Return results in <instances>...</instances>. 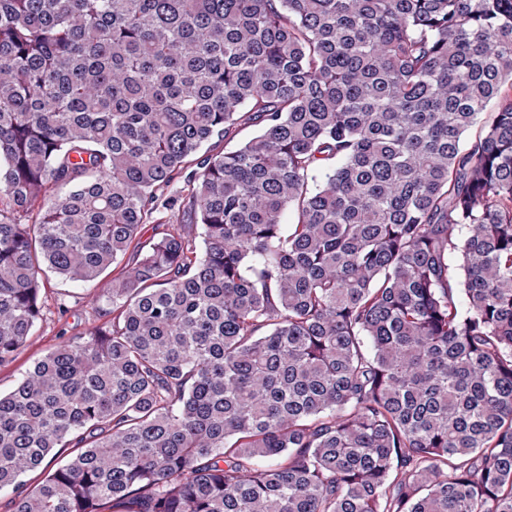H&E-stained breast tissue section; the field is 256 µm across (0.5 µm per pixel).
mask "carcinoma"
<instances>
[{
    "instance_id": "carcinoma-1",
    "label": "carcinoma",
    "mask_w": 512,
    "mask_h": 512,
    "mask_svg": "<svg viewBox=\"0 0 512 512\" xmlns=\"http://www.w3.org/2000/svg\"><path fill=\"white\" fill-rule=\"evenodd\" d=\"M506 86L512 0H0V363L120 268L0 393L12 512H512ZM187 184L181 179L158 192L159 198L157 209L153 214V223L146 225L141 242L148 243L154 235L170 228V224L186 223L189 220L186 205L190 191ZM43 319L13 358L0 365V391L9 392L33 364L64 342L82 336L92 324L112 319V305L98 302L99 288L44 276Z\"/></svg>"
}]
</instances>
